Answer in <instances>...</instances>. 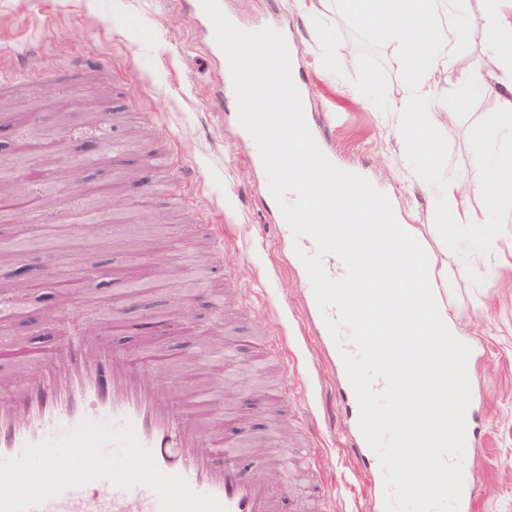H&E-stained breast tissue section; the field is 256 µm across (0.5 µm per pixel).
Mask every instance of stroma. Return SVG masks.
<instances>
[{
  "label": "stroma",
  "mask_w": 512,
  "mask_h": 512,
  "mask_svg": "<svg viewBox=\"0 0 512 512\" xmlns=\"http://www.w3.org/2000/svg\"><path fill=\"white\" fill-rule=\"evenodd\" d=\"M224 10L245 27L279 14L300 54L309 110L324 146L337 162L360 168L387 191L433 255L447 280L445 300L456 331L481 346L472 362L470 403L480 445L466 460L483 489L476 512H512V209L501 214L494 239L477 254L470 232L487 217L482 195L469 198V223L450 229L437 224V206L398 133L405 116L389 107L416 77L393 65L396 42L358 27L337 0H224ZM206 46L187 0H0V113H26L33 143L49 147L17 155L15 128H2L0 164L20 157L39 165L49 153L75 178L59 184L52 200L18 208L0 223V237L41 240L25 259L52 274L24 291L21 314L0 326V340L47 347L69 328L97 335L119 311L130 327L121 342L133 351L143 344L137 324L166 314L173 294L183 293L193 303L192 330L164 337L167 361L156 380L229 388L238 413L234 437L255 472L291 447L303 427L319 432L315 466L305 476L291 473L280 491L281 512H297L301 501L318 497L323 482L336 486L332 512H374L362 494L365 468L346 447L353 414L340 410L324 418L338 368L313 339L305 284L287 242L276 239L264 176L246 161L250 145L234 123L237 105L230 99L223 109L214 106L224 61ZM487 53L483 41L463 42L448 59L449 79L437 86V99L447 97L455 80L484 78ZM32 54L48 69L105 57L112 75L84 82L29 78L22 69ZM499 109L490 94L472 99L454 121L437 118L444 172L466 183L478 180L470 132ZM113 140L123 145L117 162L109 153ZM148 150L172 153L173 167L163 173L144 166ZM162 178L185 197L183 206L153 191ZM77 195L94 205L98 234L79 227L72 210ZM153 214L165 216V223H146ZM213 226L224 231L216 250L206 235ZM447 235L456 240L450 252L442 247ZM88 280L94 292L86 291ZM135 281L154 287L122 303ZM222 322L229 343L241 331L283 339L284 363L257 364L243 353L227 362L231 374L225 377L192 361L199 342ZM281 384L287 397L263 403L264 389Z\"/></svg>",
  "instance_id": "1"
}]
</instances>
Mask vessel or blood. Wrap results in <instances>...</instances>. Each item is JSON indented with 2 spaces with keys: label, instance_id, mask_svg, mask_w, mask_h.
I'll return each instance as SVG.
<instances>
[{
  "label": "vessel or blood",
  "instance_id": "vessel-or-blood-1",
  "mask_svg": "<svg viewBox=\"0 0 512 512\" xmlns=\"http://www.w3.org/2000/svg\"><path fill=\"white\" fill-rule=\"evenodd\" d=\"M109 335L76 334L44 353L0 343V358L35 367L10 400L0 403V457L18 456L26 444L58 436L83 421L131 422L139 442L165 472L179 474L198 492L215 495L228 512H278V497L252 478L237 448L225 435L199 437L193 417L210 398L204 391L168 392L150 382L164 355L148 349L131 353L110 348ZM352 453L372 469L371 496L384 500L379 459L363 435ZM35 512H159L156 496L137 486L120 490L100 480L95 486L66 491Z\"/></svg>",
  "mask_w": 512,
  "mask_h": 512
}]
</instances>
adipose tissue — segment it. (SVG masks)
<instances>
[{"label":"adipose tissue","instance_id":"obj_1","mask_svg":"<svg viewBox=\"0 0 512 512\" xmlns=\"http://www.w3.org/2000/svg\"><path fill=\"white\" fill-rule=\"evenodd\" d=\"M342 9L357 24L386 35L398 45L396 62L417 74L409 95L392 100V110L408 115L401 131L408 143L424 185L431 189L438 206L440 224L469 221L471 193L482 192L489 223L476 230L475 240L483 245L493 237L492 224L499 213L512 207V21L500 11V0H480L487 24L482 32L489 45L486 79L465 82L436 102L432 91L448 68V56L457 45L469 40L472 31L457 17L442 21L447 0H339ZM495 92L499 112L486 116L471 132V149L481 176L463 183L443 176L439 165L442 146L434 130V113L454 119L478 95Z\"/></svg>","mask_w":512,"mask_h":512}]
</instances>
